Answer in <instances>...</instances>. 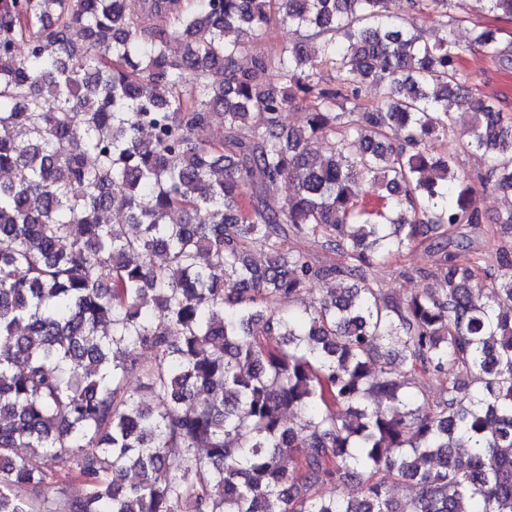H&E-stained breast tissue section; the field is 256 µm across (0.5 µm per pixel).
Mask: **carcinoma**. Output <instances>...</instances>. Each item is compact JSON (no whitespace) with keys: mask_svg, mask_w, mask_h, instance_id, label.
Here are the masks:
<instances>
[{"mask_svg":"<svg viewBox=\"0 0 512 512\" xmlns=\"http://www.w3.org/2000/svg\"><path fill=\"white\" fill-rule=\"evenodd\" d=\"M275 16L318 45L240 64ZM511 22L512 0H0V512L73 481L68 512H512V246L456 262L463 226H512L477 204L512 192V112L448 36L506 74ZM465 116L468 170L428 152ZM426 231L430 290L369 279ZM352 470L361 499L319 495ZM282 247L285 251L302 252L309 254L316 260L323 263L336 261V255L326 252L317 240L296 236H289L282 241Z\"/></svg>","mask_w":512,"mask_h":512,"instance_id":"cac0c4a2","label":"carcinoma"}]
</instances>
